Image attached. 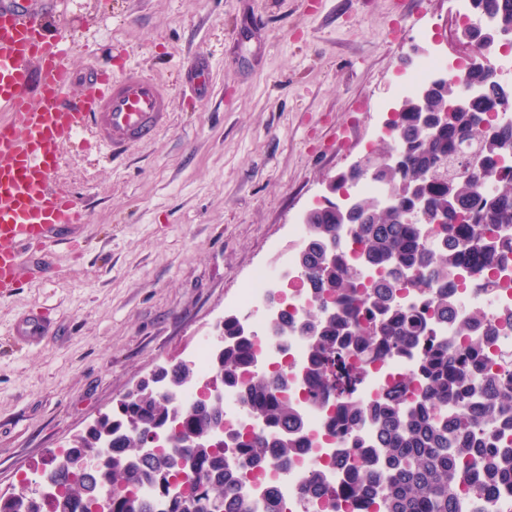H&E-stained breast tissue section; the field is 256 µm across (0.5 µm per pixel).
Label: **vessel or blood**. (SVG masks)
Returning <instances> with one entry per match:
<instances>
[{"mask_svg":"<svg viewBox=\"0 0 512 512\" xmlns=\"http://www.w3.org/2000/svg\"><path fill=\"white\" fill-rule=\"evenodd\" d=\"M55 12L53 0L0 5V296L21 287L25 250H48L62 228L88 221L85 205L55 177L63 147L84 141L108 160L154 139L168 120L166 88L140 71L69 68L64 56L76 37L56 27ZM75 85L79 93L70 94ZM47 324L37 310L14 334L38 339Z\"/></svg>","mask_w":512,"mask_h":512,"instance_id":"vessel-or-blood-1","label":"vessel or blood"}]
</instances>
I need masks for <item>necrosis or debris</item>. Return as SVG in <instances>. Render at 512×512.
Returning a JSON list of instances; mask_svg holds the SVG:
<instances>
[{"mask_svg": "<svg viewBox=\"0 0 512 512\" xmlns=\"http://www.w3.org/2000/svg\"><path fill=\"white\" fill-rule=\"evenodd\" d=\"M465 61L462 54L451 57L436 51L426 53L403 76L398 93L408 95L451 69L462 72ZM277 285L281 286L284 296L282 312L287 313L289 319L301 321L312 303L303 281L288 276L282 266L257 268L237 299L238 307L245 315H252L263 306L268 292ZM447 288L460 315L479 310L497 325L498 332L488 349L490 362H498L500 355L512 354V268L500 279L488 283L469 277L455 278L448 281ZM254 342L256 359L254 364L245 367L244 376H251L258 370L287 372L289 382L284 395L304 417L309 443L307 452L290 462L288 467L252 469L246 484L249 497H261L268 486L274 485L281 493L284 512H323L320 496L313 494L308 486L310 472L317 470L328 479L329 490L336 498V512H372L368 504L345 496L346 471L336 465L334 459L343 444L367 445L374 432L373 426L363 424L351 435L332 429L330 417L336 399L328 391L313 390L307 377L309 350L302 337L292 336L283 341L260 324L256 327ZM418 356V351L414 350L368 365L354 390V398L365 404L379 399L389 384L408 378L414 372Z\"/></svg>", "mask_w": 512, "mask_h": 512, "instance_id": "1", "label": "necrosis or debris"}]
</instances>
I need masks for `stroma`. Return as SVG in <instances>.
I'll use <instances>...</instances> for the list:
<instances>
[{
  "label": "stroma",
  "instance_id": "1",
  "mask_svg": "<svg viewBox=\"0 0 512 512\" xmlns=\"http://www.w3.org/2000/svg\"><path fill=\"white\" fill-rule=\"evenodd\" d=\"M452 0H69L59 21L85 36L80 71L135 67L165 85L154 140L105 162L68 146L58 172L89 221L50 255L27 256L0 297V490L170 357L215 336L255 268L294 256L291 234L326 183L367 152L401 99L410 46L428 30L454 53ZM211 63L205 100L186 69ZM76 246H69V239ZM36 309L50 326L22 341Z\"/></svg>",
  "mask_w": 512,
  "mask_h": 512
}]
</instances>
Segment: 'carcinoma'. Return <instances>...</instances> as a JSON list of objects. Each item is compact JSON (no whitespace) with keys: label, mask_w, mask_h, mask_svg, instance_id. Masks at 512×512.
Returning <instances> with one entry per match:
<instances>
[{"label":"carcinoma","mask_w":512,"mask_h":512,"mask_svg":"<svg viewBox=\"0 0 512 512\" xmlns=\"http://www.w3.org/2000/svg\"><path fill=\"white\" fill-rule=\"evenodd\" d=\"M484 18L512 28V0H476ZM445 91L436 93L430 111L398 113L393 131L397 148L371 154L366 168L350 169L336 178L341 190L361 176L390 186L395 209L371 210L374 200H360L350 223L362 244L357 263L336 253L330 262L322 246L341 241L346 222L342 208L332 202L310 217L300 247L306 268L305 284L312 308L300 330L308 343L309 378L338 394L333 421L343 432L373 424L377 450L353 469L346 483L349 497L378 503L380 512H464L458 487L483 497L505 487L512 490V369L485 367L487 346L495 325L480 311L459 316L439 284L464 271L493 276L512 263V240L499 236L512 226V165L500 162L512 149V121L490 119L496 105L488 99L470 112L448 113V123L433 126L439 111L449 107L460 85L487 87L493 77L486 69H466L447 77ZM474 141L479 154L458 175L462 144ZM425 208L448 212V223L399 222L401 211ZM445 246L433 249L424 236ZM414 291L432 300L430 317L415 313L400 301ZM330 303L335 313L320 306ZM451 322L454 340L423 343L428 320ZM224 350L214 354L211 369L224 387L236 389L248 413L265 425V432L231 441L239 464L224 457V446L211 445L205 430L224 418V405L197 399L179 412L167 392L196 384L195 367L174 361L162 374L129 393L112 413L83 437L81 447L67 448L69 463L47 461L58 488L51 512H282L277 490L268 489L259 501L240 494L246 468L298 457L306 440L305 421L288 399L280 396L285 377L255 372L242 383V369L254 363L251 339L242 335L238 320L220 326ZM425 345L414 374L416 400L402 399L392 388L374 405L345 396L358 374L348 363L401 353ZM190 443L163 445L157 453H142L146 436L172 429V419ZM104 441L108 460L87 472L81 457ZM0 512H46L32 508L24 491L0 496Z\"/></svg>","instance_id":"carcinoma-1"}]
</instances>
